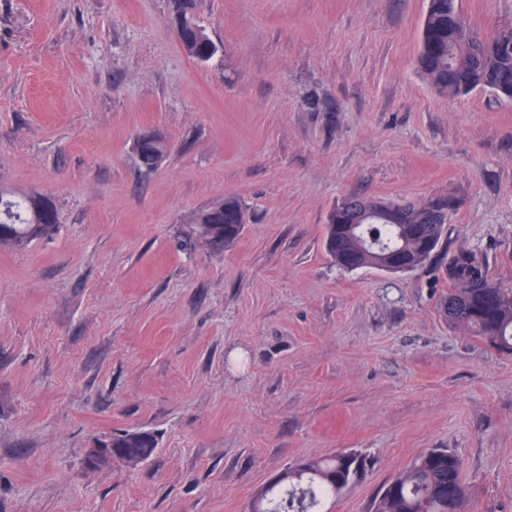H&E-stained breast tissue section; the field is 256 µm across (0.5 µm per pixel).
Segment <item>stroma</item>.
<instances>
[{"instance_id": "35a3bbf8", "label": "stroma", "mask_w": 512, "mask_h": 512, "mask_svg": "<svg viewBox=\"0 0 512 512\" xmlns=\"http://www.w3.org/2000/svg\"><path fill=\"white\" fill-rule=\"evenodd\" d=\"M485 37L512 0H459ZM427 0H201L220 51L180 48L169 0H0V185L59 231L0 249V512H249L289 466L366 456L326 512H372L431 448L475 512H512V354L449 324L454 255L512 288V101L417 71ZM170 144L151 171L142 133ZM454 208L417 269L336 267L350 194ZM236 197L222 253L197 212ZM153 432L146 462L89 465ZM104 448H125L127 454L137 455L141 463L149 460L157 449L155 436L147 431H128L101 441Z\"/></svg>"}]
</instances>
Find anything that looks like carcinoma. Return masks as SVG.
<instances>
[{"label":"carcinoma","instance_id":"carcinoma-1","mask_svg":"<svg viewBox=\"0 0 512 512\" xmlns=\"http://www.w3.org/2000/svg\"><path fill=\"white\" fill-rule=\"evenodd\" d=\"M171 17L182 19L180 43L184 53L208 63L217 52L201 20L194 0H170ZM418 67L439 93L452 97L476 88L499 97L511 92L512 29L500 30L485 39L468 21L456 26L448 18V0H429L423 20ZM382 199L360 194L347 196L334 208L325 224L327 255L341 269L364 267L386 269V256L398 251L416 269L437 248L441 224H423L421 210L435 198L412 205L416 214L408 224H370L364 233L352 232L344 224L349 213L363 201ZM42 201L32 195H17L0 189V248L23 251L58 229L56 211L41 214ZM245 210L238 199L226 197L219 204L196 213L192 237L215 252L236 240L244 229ZM425 226L432 246L422 248L417 228ZM453 288L448 292L445 315L453 325L486 339L494 347L512 353V288H504L488 277L484 267L469 252L454 256L448 264ZM106 448H123L149 460L157 449L155 436L147 431H128L101 442ZM459 455L446 448L422 453L408 468L386 483L374 501V512H470L462 479ZM366 466L347 463L336 453L320 460L304 461L288 468L264 497L261 512H319L318 506L354 484Z\"/></svg>","mask_w":512,"mask_h":512}]
</instances>
